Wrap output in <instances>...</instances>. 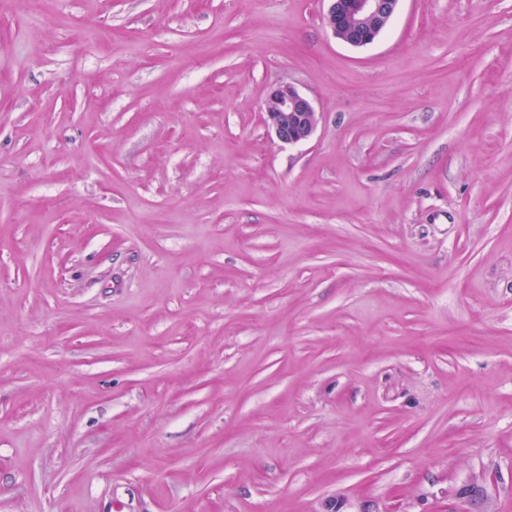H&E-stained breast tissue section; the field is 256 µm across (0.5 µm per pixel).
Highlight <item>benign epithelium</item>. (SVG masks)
<instances>
[{
	"instance_id": "benign-epithelium-1",
	"label": "benign epithelium",
	"mask_w": 512,
	"mask_h": 512,
	"mask_svg": "<svg viewBox=\"0 0 512 512\" xmlns=\"http://www.w3.org/2000/svg\"><path fill=\"white\" fill-rule=\"evenodd\" d=\"M323 22L335 38L365 47L387 28L400 0H327ZM265 123L275 138L288 145L308 140L320 120L311 100L290 84L271 89L264 102Z\"/></svg>"
}]
</instances>
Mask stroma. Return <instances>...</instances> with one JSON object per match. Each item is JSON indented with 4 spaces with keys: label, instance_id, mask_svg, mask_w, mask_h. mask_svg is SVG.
Instances as JSON below:
<instances>
[{
    "label": "stroma",
    "instance_id": "1",
    "mask_svg": "<svg viewBox=\"0 0 512 512\" xmlns=\"http://www.w3.org/2000/svg\"><path fill=\"white\" fill-rule=\"evenodd\" d=\"M326 10L0 0V512H512V0ZM323 22L335 38L352 47H365L387 28L400 0H326ZM265 123L270 134L288 145L308 140L320 120L311 100L289 84L271 89L264 102Z\"/></svg>",
    "mask_w": 512,
    "mask_h": 512
}]
</instances>
